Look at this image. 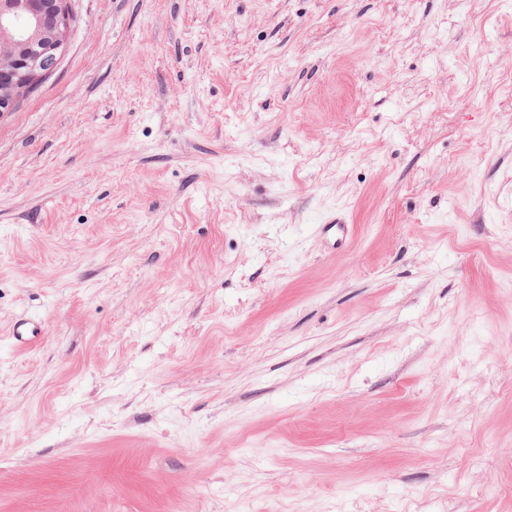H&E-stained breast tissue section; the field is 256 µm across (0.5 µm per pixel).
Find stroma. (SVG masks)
<instances>
[{
    "instance_id": "stroma-1",
    "label": "stroma",
    "mask_w": 512,
    "mask_h": 512,
    "mask_svg": "<svg viewBox=\"0 0 512 512\" xmlns=\"http://www.w3.org/2000/svg\"><path fill=\"white\" fill-rule=\"evenodd\" d=\"M69 8L0 114V512H512V8ZM313 226L315 235L329 240L334 248H336V244L342 245L347 239L348 225L343 218L322 220L320 224ZM45 334V325L37 317L22 315L9 325L7 336L13 347L25 351L38 343Z\"/></svg>"
}]
</instances>
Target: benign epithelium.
I'll return each instance as SVG.
<instances>
[{"label":"benign epithelium","mask_w":512,"mask_h":512,"mask_svg":"<svg viewBox=\"0 0 512 512\" xmlns=\"http://www.w3.org/2000/svg\"><path fill=\"white\" fill-rule=\"evenodd\" d=\"M69 0H0V112L56 66L70 35Z\"/></svg>","instance_id":"benign-epithelium-1"}]
</instances>
